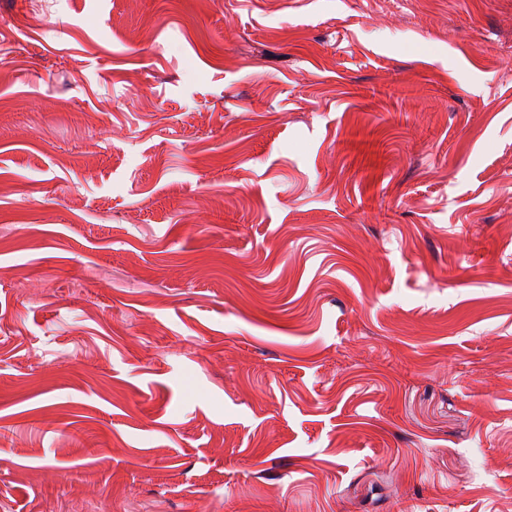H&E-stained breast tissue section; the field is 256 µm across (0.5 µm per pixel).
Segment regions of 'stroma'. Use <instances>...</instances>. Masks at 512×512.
<instances>
[{
  "label": "stroma",
  "mask_w": 512,
  "mask_h": 512,
  "mask_svg": "<svg viewBox=\"0 0 512 512\" xmlns=\"http://www.w3.org/2000/svg\"><path fill=\"white\" fill-rule=\"evenodd\" d=\"M512 0H0V512H512Z\"/></svg>",
  "instance_id": "35a3bbf8"
}]
</instances>
